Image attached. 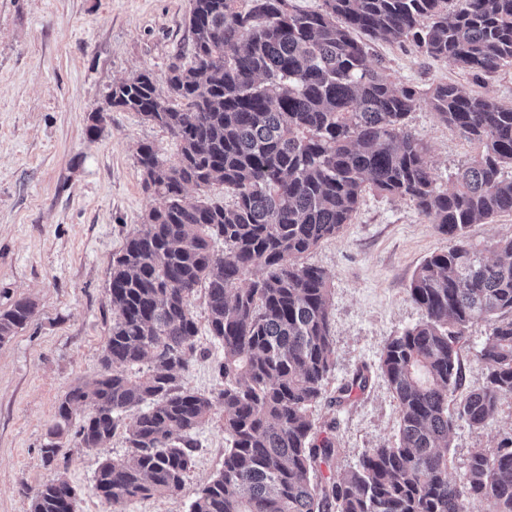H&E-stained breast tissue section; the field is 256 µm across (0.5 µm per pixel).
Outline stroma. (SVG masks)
Wrapping results in <instances>:
<instances>
[{
    "mask_svg": "<svg viewBox=\"0 0 512 512\" xmlns=\"http://www.w3.org/2000/svg\"><path fill=\"white\" fill-rule=\"evenodd\" d=\"M191 0H0V309L20 298L35 302L30 324L0 344V512H30V495L55 478L40 449L69 388L103 371L112 328L108 283L112 257L156 206L143 188L139 145L155 146L176 163L179 145L136 112L108 108L115 82L142 72L164 79L172 62H189ZM391 81L425 90L452 82L475 95L512 102V65L488 76L425 55L406 39L378 41ZM103 132L89 139L90 116ZM428 147L427 160L443 186L478 147L439 121L428 105L407 118ZM448 238L407 200L365 191L350 224L306 253L303 263L329 277L335 349L325 400L312 410L341 450L339 472L356 468L369 448L397 441V403L379 370L387 341L424 317L408 289L419 264L447 251ZM199 333L182 386L216 391L217 344L207 328L204 291L191 299ZM489 325L471 324L461 344L462 389L485 383L478 361ZM365 391L334 403L359 369ZM200 449L178 495L113 504L92 490L103 460L128 458L124 430L98 448L61 440V460L76 489L73 512H188L197 492L224 464V410L196 432ZM512 438V399L481 428L458 424L452 434L455 470L475 449L495 450Z\"/></svg>",
    "mask_w": 512,
    "mask_h": 512,
    "instance_id": "stroma-1",
    "label": "stroma"
}]
</instances>
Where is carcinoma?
Masks as SVG:
<instances>
[{"label":"carcinoma","mask_w":512,"mask_h":512,"mask_svg":"<svg viewBox=\"0 0 512 512\" xmlns=\"http://www.w3.org/2000/svg\"><path fill=\"white\" fill-rule=\"evenodd\" d=\"M188 29L191 60L169 67L166 91L150 72L112 85V106L164 128L180 154L168 165L151 144L137 150L158 205L112 257L104 371L69 389L51 435L74 426L81 447L97 448L129 417L131 455L95 474L108 502L178 494L194 434L218 406L230 447L189 512H512V439L473 451L450 475L456 423L479 428L512 398V237L493 245V259L468 240L471 225L512 213V102L448 82L399 87L370 54L374 40L405 38L431 58L496 73L512 64V0H462L452 11L448 0H323L312 11L293 0H191ZM423 102L481 147L446 189L406 123ZM216 182L232 205L187 194ZM367 187L411 202L451 246L415 270L409 295L424 318L381 357L396 444L313 483L339 454L310 415L334 347L328 277L300 259L351 223ZM201 285L223 352V388L210 396L180 385ZM34 314L26 299L0 310V344ZM478 320L490 323L477 354L486 381L462 394L460 342ZM146 358L148 371L133 373ZM74 491L60 473L33 493L31 512H72Z\"/></svg>","instance_id":"cac0c4a2"}]
</instances>
